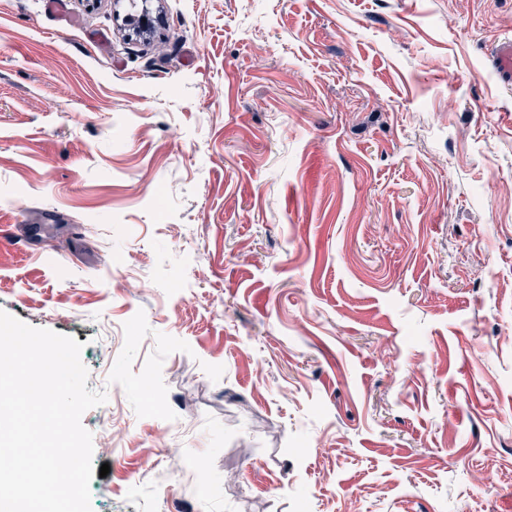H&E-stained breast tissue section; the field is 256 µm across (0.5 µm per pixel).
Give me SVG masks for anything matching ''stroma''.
Here are the masks:
<instances>
[{
  "label": "stroma",
  "mask_w": 512,
  "mask_h": 512,
  "mask_svg": "<svg viewBox=\"0 0 512 512\" xmlns=\"http://www.w3.org/2000/svg\"><path fill=\"white\" fill-rule=\"evenodd\" d=\"M506 38L512 0H0V310L107 394L92 512H512Z\"/></svg>",
  "instance_id": "1"
}]
</instances>
